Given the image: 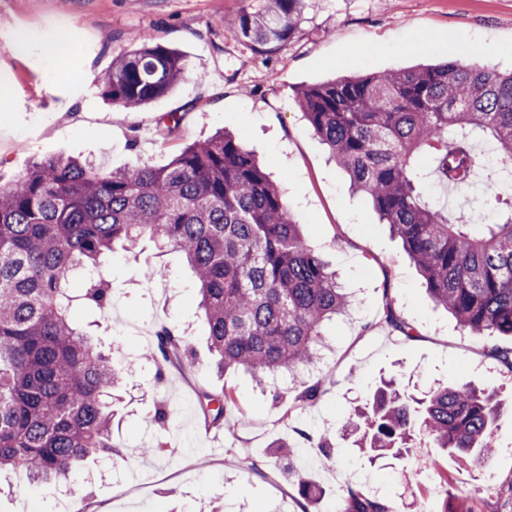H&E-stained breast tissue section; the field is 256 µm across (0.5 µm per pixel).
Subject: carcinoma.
<instances>
[{
    "instance_id": "1",
    "label": "carcinoma",
    "mask_w": 512,
    "mask_h": 512,
    "mask_svg": "<svg viewBox=\"0 0 512 512\" xmlns=\"http://www.w3.org/2000/svg\"><path fill=\"white\" fill-rule=\"evenodd\" d=\"M303 0H267L243 13L242 38L272 47L294 32ZM183 57L156 40L112 63L97 89L137 109L165 94ZM296 100L330 156L366 195L418 265L431 299L468 335L512 337V202L497 224L430 204L431 180L465 185L483 139L512 158V72L443 61L302 87ZM148 235L181 252L199 285L219 372L242 368L271 387L317 359L323 327L343 314L336 274L304 240L283 191L234 136L220 132L167 165L104 170L56 155L0 184V470L50 485L77 464L112 455V387L121 372L72 322L77 302L112 304L106 261L115 246ZM384 323L408 339L415 327L385 305ZM160 354L182 364L185 337L158 333ZM322 384L296 385L291 411L316 405ZM205 422L219 426L235 391H202ZM503 413L496 393L444 387L408 400L378 389L345 428L379 455L415 436L478 467ZM342 512H392L352 489Z\"/></svg>"
}]
</instances>
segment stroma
Returning <instances> with one entry per match:
<instances>
[{"mask_svg": "<svg viewBox=\"0 0 512 512\" xmlns=\"http://www.w3.org/2000/svg\"><path fill=\"white\" fill-rule=\"evenodd\" d=\"M266 0H0V184L50 155L87 158L105 169L167 165L187 144L218 130L233 133L282 188L309 244L329 262L354 297L345 317L327 322L329 349L306 370L326 393L306 413H289L288 398L272 404L271 390L242 371L218 373L198 308L193 275L182 254L142 237L116 248L107 266L121 319L79 306L86 327L124 365L112 408V457L73 469L58 487L32 484L21 472L0 475V512H331L355 489L390 501L399 512H512V416H503L495 451L484 468L459 462L417 440L398 458L377 460L354 445L344 429L355 406L369 402L382 382L395 380L413 397L439 385L496 390L512 405V370L497 350L512 338L476 339L430 298L402 243L379 221L371 202L354 193L298 107V88L346 75L396 71L460 60L512 70V0H304L294 34L264 50L239 36L241 16L264 10ZM79 38L63 62L43 49L68 30ZM155 39L175 49L186 69L164 95L131 112L95 86L113 61ZM181 122L167 129L164 116ZM164 267L144 280L146 266ZM413 324L414 339L383 328L385 305ZM169 327L193 348L184 369H171L166 386L155 374L157 332ZM233 388L237 404L222 427L224 443L208 442L199 391ZM176 403L166 428L151 420ZM335 442L325 462L315 447ZM280 437L289 454L272 458ZM165 442L168 450L146 455ZM259 463L260 473L246 469ZM491 472L490 490L470 487ZM307 482L311 497L299 491Z\"/></svg>", "mask_w": 512, "mask_h": 512, "instance_id": "stroma-1", "label": "stroma"}]
</instances>
